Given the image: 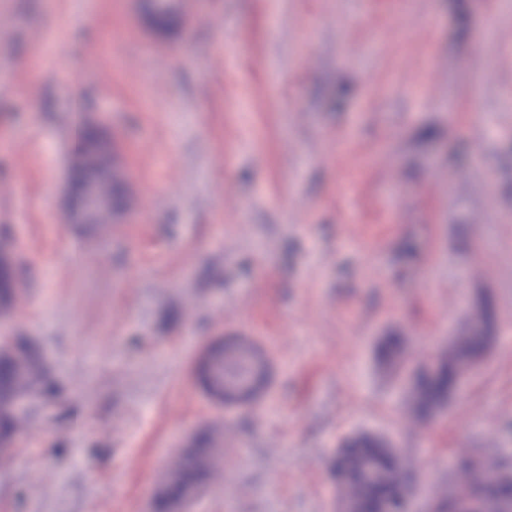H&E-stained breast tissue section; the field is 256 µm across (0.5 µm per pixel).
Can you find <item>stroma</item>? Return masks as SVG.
Returning <instances> with one entry per match:
<instances>
[{
    "mask_svg": "<svg viewBox=\"0 0 512 512\" xmlns=\"http://www.w3.org/2000/svg\"><path fill=\"white\" fill-rule=\"evenodd\" d=\"M0 0V238L22 263L0 329L42 351L0 463V512H153L202 428L188 512H341L329 463L393 442L438 512L454 460L512 457V0ZM118 146L127 206L68 223L73 136ZM491 311L444 411L407 372ZM266 354L256 401L215 406L204 346ZM402 340L390 362L378 356ZM142 4L143 14L149 23L150 27L154 31H167L163 27L159 26L157 23L158 19L165 17L170 22V27L172 28L175 23V17L171 8V5L174 6L177 12V23L174 27H176L179 23L180 13L177 9V5L181 1L177 0H140ZM173 27V28H174ZM216 454L212 431L205 430L192 437L159 485L153 500L155 511H183L213 478Z\"/></svg>",
    "mask_w": 512,
    "mask_h": 512,
    "instance_id": "1",
    "label": "stroma"
}]
</instances>
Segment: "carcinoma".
I'll return each mask as SVG.
<instances>
[{
	"mask_svg": "<svg viewBox=\"0 0 512 512\" xmlns=\"http://www.w3.org/2000/svg\"><path fill=\"white\" fill-rule=\"evenodd\" d=\"M95 133L84 126L79 130V145L74 160L77 176L74 213L84 208L82 185L87 164L84 153ZM19 285L14 257H0V315L13 305ZM472 333L459 336L448 352L438 357V367L432 377H422L412 390L414 412L427 415L448 402L452 379L458 363L467 351L477 345ZM14 354L0 356V458L7 456L19 428L13 412L14 400L19 396H37L46 389V365L38 349L25 338H14ZM246 357L234 344H217L207 348L202 358V379L207 395L217 404L224 403L220 385L222 377L243 378L247 374ZM217 454L216 438L210 430L191 438L188 447L168 469L153 500L156 512H183L209 484L214 475ZM503 469L502 459L493 461L472 458L458 459L455 475L465 476L464 490L448 492L441 512H452L453 500L461 494L484 498H498L512 491V470H507L495 485L484 483L478 474L484 470ZM333 472L345 486V502L349 512H356L367 502L397 501L404 498L403 477L398 468L394 449L379 438L360 436L349 439L336 454Z\"/></svg>",
	"mask_w": 512,
	"mask_h": 512,
	"instance_id": "1",
	"label": "carcinoma"
}]
</instances>
